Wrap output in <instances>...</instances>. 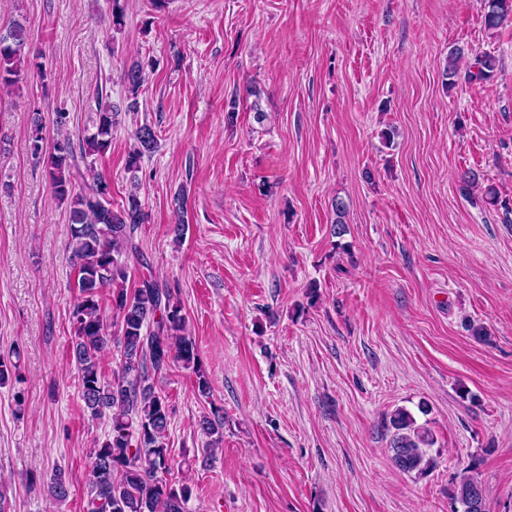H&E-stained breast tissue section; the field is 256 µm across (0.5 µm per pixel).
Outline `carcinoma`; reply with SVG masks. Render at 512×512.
<instances>
[{
  "label": "carcinoma",
  "instance_id": "1",
  "mask_svg": "<svg viewBox=\"0 0 512 512\" xmlns=\"http://www.w3.org/2000/svg\"><path fill=\"white\" fill-rule=\"evenodd\" d=\"M483 22L495 30L512 17V0H483ZM127 0H109V18L113 28L125 23ZM28 42L24 22L15 21L6 32L0 31V86L10 87L25 68L37 69L47 80L39 55L25 52ZM464 49L448 50L445 69L447 84L453 86L460 75L469 82L490 79L497 67L496 56L484 52L474 57L465 71L458 62ZM126 90L132 98L129 108L137 106L138 93L147 81L143 65L134 63L124 73ZM118 109L106 104L95 113L91 130L79 146L69 135L60 133L54 149L45 157L54 197L68 207L72 242L70 259L77 270L79 298L72 311L73 356L79 392L90 416L108 418L110 430L105 439L91 449L90 481L83 512H187L193 488L187 481L167 480L172 465L167 438L170 425L168 401L154 386V378L179 363L196 377L199 396L209 397V381L198 364L196 343L186 335V315L172 292L151 277L140 287L126 288L129 267L122 257H140L133 243L139 225L148 221L137 194L131 193L118 208L112 207L110 186L94 176L76 183V158L103 157L112 145V130ZM137 146L128 154V169L135 171L145 154L154 151V129L141 125L135 133ZM110 290L112 310L118 324L117 345L120 359L112 374L101 370L100 353L112 342V332L103 316L99 296ZM19 378L17 362L0 357V386ZM197 427L212 438L211 445L222 441L224 415L218 408L200 416ZM392 432L391 460L402 471L423 475L435 461L428 449L436 444L432 432L416 423L404 408L395 409L386 420ZM481 483L465 478L453 486L449 497L468 506ZM49 491L54 499L69 496V484L62 470L54 472Z\"/></svg>",
  "mask_w": 512,
  "mask_h": 512
}]
</instances>
